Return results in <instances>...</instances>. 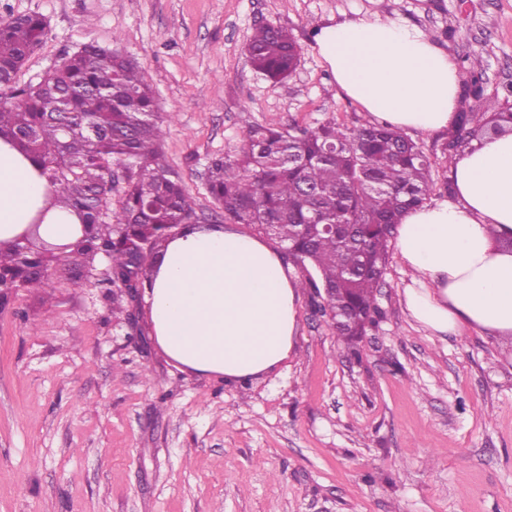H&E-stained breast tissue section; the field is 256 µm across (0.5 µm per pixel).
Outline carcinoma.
<instances>
[{
    "label": "carcinoma",
    "mask_w": 512,
    "mask_h": 512,
    "mask_svg": "<svg viewBox=\"0 0 512 512\" xmlns=\"http://www.w3.org/2000/svg\"><path fill=\"white\" fill-rule=\"evenodd\" d=\"M48 34L37 14L0 22V137L40 164L56 202L76 212L83 234L62 254L40 249L38 236L0 247V289L40 288L51 274L74 285L109 260L112 275L151 283L148 270L178 228L195 225V203L163 162L164 130L143 70L117 50L88 45L66 55L40 81L15 78ZM252 69L274 82L296 68L299 47L288 31L259 24L248 46ZM491 111L489 130L504 131L512 112ZM475 112H460L441 153L451 162L469 143ZM432 163L387 124L349 129L334 120L315 127L249 124L238 149L213 161L206 186L224 220L244 224L288 248L303 269L316 312L353 355L382 312L376 292L394 230L427 203ZM125 182L112 208L114 169Z\"/></svg>",
    "instance_id": "carcinoma-1"
}]
</instances>
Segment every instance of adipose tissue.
<instances>
[{
	"mask_svg": "<svg viewBox=\"0 0 512 512\" xmlns=\"http://www.w3.org/2000/svg\"><path fill=\"white\" fill-rule=\"evenodd\" d=\"M316 50L337 85L373 117L405 131L449 129L458 70L416 27L350 19L321 28ZM452 199L408 212L396 246L411 273L409 315L436 335L464 328L512 342V133L473 140L454 158ZM39 224L72 243L78 217L56 206L39 164L0 139V243ZM301 290L281 250L220 226L171 239L146 301L154 338L178 366L227 381L259 377L288 359Z\"/></svg>",
	"mask_w": 512,
	"mask_h": 512,
	"instance_id": "adipose-tissue-1",
	"label": "adipose tissue"
}]
</instances>
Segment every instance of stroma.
Segmentation results:
<instances>
[{"instance_id": "35a3bbf8", "label": "stroma", "mask_w": 512, "mask_h": 512, "mask_svg": "<svg viewBox=\"0 0 512 512\" xmlns=\"http://www.w3.org/2000/svg\"><path fill=\"white\" fill-rule=\"evenodd\" d=\"M26 14L49 33L18 84L90 44L145 70L173 117L161 150L204 224L218 217L207 165L245 125L371 124L315 49L325 25L380 14L417 27L454 60L458 109L477 85L512 94V0H0V19ZM258 23L301 47L281 83L246 57ZM447 138L412 136L433 162V204L447 198ZM408 281L390 250L384 318L356 357L302 294L294 356L234 382L176 366L145 299L59 274L17 289L0 305V512H512V345L431 335L402 302Z\"/></svg>"}]
</instances>
